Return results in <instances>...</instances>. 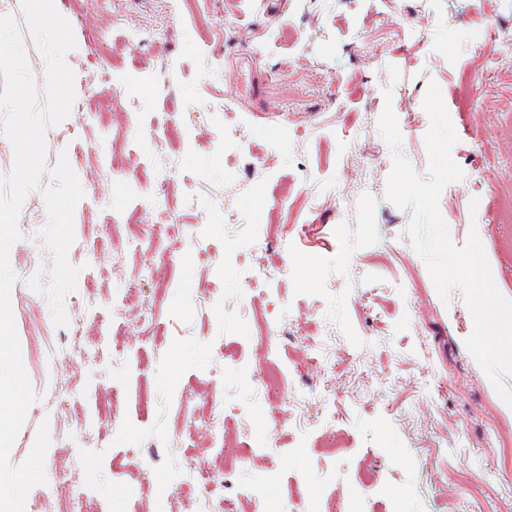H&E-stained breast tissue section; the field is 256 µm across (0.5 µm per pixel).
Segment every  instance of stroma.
<instances>
[{
    "label": "stroma",
    "mask_w": 512,
    "mask_h": 512,
    "mask_svg": "<svg viewBox=\"0 0 512 512\" xmlns=\"http://www.w3.org/2000/svg\"><path fill=\"white\" fill-rule=\"evenodd\" d=\"M54 3L87 16L65 56L81 106L45 131V169L9 253L36 395L9 462L47 424L55 490L42 512H222L188 466L212 462L228 435L251 450L224 480L241 512H512V471L497 459L512 418L465 346L460 292L442 301L412 246V208L386 197L393 159L378 130L392 108L404 157L427 177L423 102L439 86L463 171L440 213L456 246L477 229L512 298V64L477 36L512 40L501 0ZM104 29L109 61L93 69L89 42ZM132 29L149 39L129 43ZM111 94L107 131L91 106ZM63 155L84 196L58 327L27 280L53 262L41 190ZM269 325L282 334L271 346ZM269 357L294 413L276 432L253 379ZM322 384L330 396L310 399ZM215 394L228 406L219 431Z\"/></svg>",
    "instance_id": "35a3bbf8"
}]
</instances>
